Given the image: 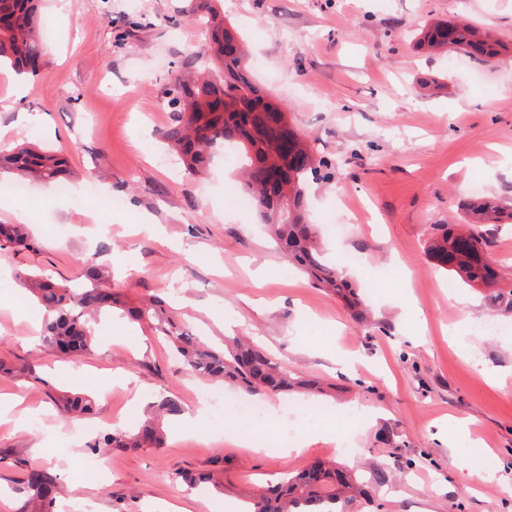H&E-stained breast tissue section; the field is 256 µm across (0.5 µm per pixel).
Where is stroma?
<instances>
[{
  "instance_id": "35a3bbf8",
  "label": "stroma",
  "mask_w": 512,
  "mask_h": 512,
  "mask_svg": "<svg viewBox=\"0 0 512 512\" xmlns=\"http://www.w3.org/2000/svg\"><path fill=\"white\" fill-rule=\"evenodd\" d=\"M187 0H41L50 33L36 94L16 97L19 80L0 71V150L36 144L64 152L76 176L70 193L35 183L17 197L0 174V224H27L36 251L0 252V394L22 403L0 424V512H18L22 471L44 466L65 491L55 512H234L283 471L317 459L356 467L374 462L411 475L381 502L360 497L349 512H512V335H478L512 314L483 288L436 267L432 225L458 223L468 200L461 183L512 203V0H217L241 32L254 82L288 108L295 127L335 165L315 186L309 210L329 260L353 254L343 271L372 314L361 327L339 297L315 287L274 246L255 211L237 212L238 162L216 158L207 175L188 174L160 133L171 122L164 89L203 34L188 24ZM142 18L115 42L127 18ZM464 20L503 45L495 59L430 55L422 29ZM124 199L115 212L87 198ZM359 220L338 238L332 224ZM113 244L102 254V241ZM97 260L131 304L165 297L171 313L216 344L251 336L283 367L320 381L308 401L327 417L295 440L282 433L278 396L251 453L231 442L240 425L211 432L200 395L219 384L191 378L145 325L120 310L101 317L84 355L56 354L41 341L43 313L15 285L37 269L56 280ZM469 319H462V312ZM468 359H461V352ZM34 367L35 375H18ZM113 386L100 398L105 379ZM96 400L87 419L66 418L45 382ZM185 417L168 426L165 448L111 449L101 482L84 478L85 446L96 432L131 430L160 397ZM353 441L356 452L340 448ZM297 455L282 457L288 444ZM456 448L464 465H448ZM224 467V490H188L176 469Z\"/></svg>"
}]
</instances>
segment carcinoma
Listing matches in <instances>:
<instances>
[{"mask_svg":"<svg viewBox=\"0 0 512 512\" xmlns=\"http://www.w3.org/2000/svg\"><path fill=\"white\" fill-rule=\"evenodd\" d=\"M198 13L190 5L188 19L210 29V38L197 51L213 54L219 78L212 74L177 75L166 89L172 122L162 138L194 175H203L215 150L232 143L245 157L241 176L245 191L267 232L288 257V262L305 272L316 287L341 297L358 316L367 321L362 301L353 283L326 258L317 225L310 220L307 198L311 188L332 178V163L316 155L314 148L288 118V108L269 98L253 81L246 54L234 25L218 18L209 6ZM0 12L14 23L0 26V68L9 67L33 80L47 44L38 25V0H0ZM421 45L431 51L448 49L472 58H493L498 43L487 33L464 22H439L421 32ZM0 170L20 181L54 183L68 174V159L60 151L18 146L0 152ZM465 231L451 224L431 227L428 254L434 263L457 275L467 286L491 289L492 304L512 311V289L497 287L498 274L489 263L494 231L512 224V206L496 197L472 199L464 206ZM36 242L24 224H0V250L30 251ZM79 276L91 286L73 288L49 277L18 273L19 285L32 294L43 312L40 336L56 352L76 356L90 350L93 338L86 316L114 307L123 309L131 321L145 322L167 341L188 374L199 379L230 382L251 396L267 393L286 395L294 390L311 391L316 383L291 374L273 362L260 346L236 339L215 347L175 321L161 298H150L129 306L108 284L97 265H82ZM55 400L67 416L91 413L92 402L75 394H58ZM160 416L178 417L184 409L171 397L155 405ZM165 446L159 422L148 418L132 433L114 431L94 438L87 449L155 448ZM177 483L189 488L211 483L224 492V483L213 472L174 471ZM392 471L376 467L369 479L334 461H316L284 475L258 495L244 502L241 512H346V505L367 495L366 485L383 488L392 484ZM25 500L20 512H53L62 485L60 475L46 467L30 468L21 480Z\"/></svg>","mask_w":512,"mask_h":512,"instance_id":"cac0c4a2","label":"carcinoma"}]
</instances>
